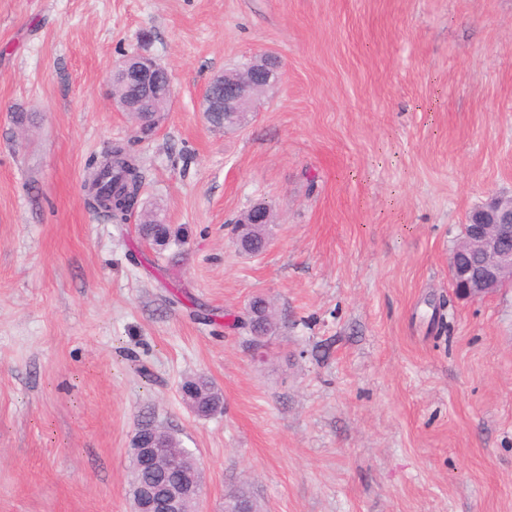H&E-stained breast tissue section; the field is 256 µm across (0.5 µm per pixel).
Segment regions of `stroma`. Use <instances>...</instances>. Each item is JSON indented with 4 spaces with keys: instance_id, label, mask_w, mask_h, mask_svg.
I'll return each instance as SVG.
<instances>
[{
    "instance_id": "35a3bbf8",
    "label": "stroma",
    "mask_w": 512,
    "mask_h": 512,
    "mask_svg": "<svg viewBox=\"0 0 512 512\" xmlns=\"http://www.w3.org/2000/svg\"><path fill=\"white\" fill-rule=\"evenodd\" d=\"M134 51L172 77L147 138L112 106ZM260 52L280 82L214 128L206 85ZM117 142L181 243L87 209ZM510 196L512 0H0V512H129L147 417L200 462V512L240 489L260 512H512V286L474 301L448 273L468 214ZM197 375L224 398L207 419ZM240 231L238 240L242 246L250 253L255 255L266 250L269 242L267 236L268 224H256L254 226H246Z\"/></svg>"
}]
</instances>
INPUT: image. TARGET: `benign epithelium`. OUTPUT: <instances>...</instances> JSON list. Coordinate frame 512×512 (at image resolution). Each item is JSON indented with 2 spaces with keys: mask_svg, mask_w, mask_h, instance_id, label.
Returning a JSON list of instances; mask_svg holds the SVG:
<instances>
[{
  "mask_svg": "<svg viewBox=\"0 0 512 512\" xmlns=\"http://www.w3.org/2000/svg\"><path fill=\"white\" fill-rule=\"evenodd\" d=\"M281 61L272 53H263L239 66L233 74L213 79L202 99L205 114L224 111L246 118L256 111V93L279 83ZM112 84L114 104L132 114L139 129L146 124L138 118L139 99L150 97L155 107L166 106L173 96L168 69L148 54L134 52L115 68ZM454 288L461 296L482 300L512 283V198H494L474 209L464 232L449 257ZM132 478L126 490L130 512H184L188 501H199L203 474L199 465L188 468L183 450L170 448L164 437L153 434L144 440L136 432L129 450ZM166 471L171 479L156 491L138 479V475Z\"/></svg>",
  "mask_w": 512,
  "mask_h": 512,
  "instance_id": "1",
  "label": "benign epithelium"
}]
</instances>
